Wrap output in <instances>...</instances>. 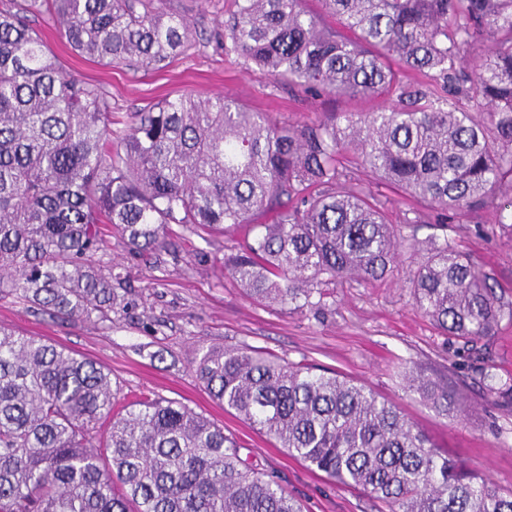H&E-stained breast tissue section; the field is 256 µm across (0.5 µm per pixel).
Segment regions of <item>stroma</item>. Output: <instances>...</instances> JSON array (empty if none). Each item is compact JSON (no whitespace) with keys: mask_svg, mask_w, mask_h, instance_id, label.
<instances>
[{"mask_svg":"<svg viewBox=\"0 0 512 512\" xmlns=\"http://www.w3.org/2000/svg\"><path fill=\"white\" fill-rule=\"evenodd\" d=\"M164 10L191 20V44L165 67L134 71L74 53L59 35L47 8L31 11L28 22L47 53L71 77L99 86L112 105L114 128L130 125L135 112L167 97L192 93L225 94L248 110L267 113L273 123L296 126L324 121L332 114L365 112L372 101L341 96L304 98L274 82L255 65L224 52L226 0H165ZM355 169L368 192L387 203L401 236L425 239L430 210L401 202L398 191ZM170 245L161 252L134 254L112 238L106 260L122 267L118 291L128 304L111 321L49 315L13 296L0 298V324L26 336H40L93 359L112 372L122 395L134 399L155 393L183 402L223 427L260 468L277 473L304 512H388L364 492L329 481L321 472L290 457L285 449L225 411L193 375L196 358L212 349L243 345L269 351L318 371H334L368 386L395 403L430 439L500 491H512V401L491 395L485 371L512 379V323L477 344L445 336L419 311L407 282L422 253L403 245L393 274L382 282L339 279L329 284L327 307L315 314L291 306L247 298L224 271V249L243 239L236 229L209 240L169 227ZM448 234L487 273L504 300L512 302V232L494 225L480 211ZM417 370L447 381L464 411L444 416L407 387L405 373Z\"/></svg>","mask_w":512,"mask_h":512,"instance_id":"stroma-1","label":"stroma"}]
</instances>
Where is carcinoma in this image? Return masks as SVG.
I'll return each mask as SVG.
<instances>
[{
    "label": "carcinoma",
    "mask_w": 512,
    "mask_h": 512,
    "mask_svg": "<svg viewBox=\"0 0 512 512\" xmlns=\"http://www.w3.org/2000/svg\"><path fill=\"white\" fill-rule=\"evenodd\" d=\"M230 0L224 50L307 98H378L371 112L270 123L224 96L182 94L112 129L111 104L49 58L20 12L0 11V297L104 323L126 307L96 255L105 221L132 251L162 250L169 225L208 235L252 225L224 270L257 302L317 313L338 278L394 271L386 203L341 159L434 212L409 282L446 336L476 344L512 322V302L448 237L487 209L512 230V0ZM81 55L158 68L193 25L154 0H51ZM334 19L329 25L322 15ZM210 395L276 447L390 512H512L504 494L443 453L364 383L248 346L205 352ZM487 390L512 400V383ZM408 388L461 410L440 381ZM0 512H303L279 478L188 406L123 402L112 372L0 325Z\"/></svg>",
    "instance_id": "cac0c4a2"
}]
</instances>
